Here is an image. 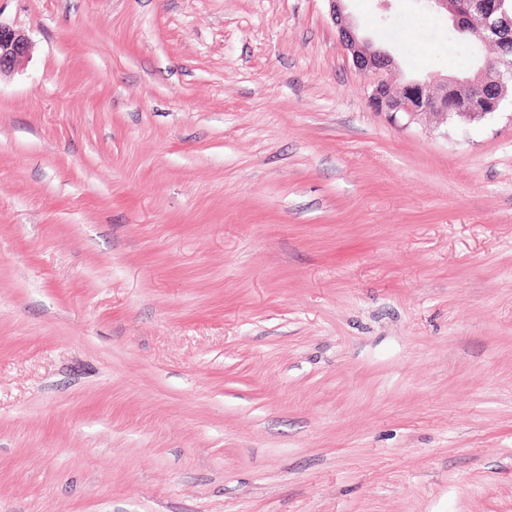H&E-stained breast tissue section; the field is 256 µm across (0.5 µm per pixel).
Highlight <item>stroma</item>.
I'll use <instances>...</instances> for the list:
<instances>
[{"instance_id":"stroma-1","label":"stroma","mask_w":512,"mask_h":512,"mask_svg":"<svg viewBox=\"0 0 512 512\" xmlns=\"http://www.w3.org/2000/svg\"><path fill=\"white\" fill-rule=\"evenodd\" d=\"M390 79L448 18L346 0ZM0 512H512V101L368 102L328 0H0ZM30 52L31 43L24 33L0 24V74L14 70Z\"/></svg>"}]
</instances>
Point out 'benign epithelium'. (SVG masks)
<instances>
[{
  "label": "benign epithelium",
  "instance_id": "obj_1",
  "mask_svg": "<svg viewBox=\"0 0 512 512\" xmlns=\"http://www.w3.org/2000/svg\"><path fill=\"white\" fill-rule=\"evenodd\" d=\"M329 2L353 65L373 77L369 101L376 110L403 114L412 122L424 116L479 120L500 109L508 93L504 72L512 73V14L504 10L502 0H430L449 13L453 24L472 23L477 29L478 44L496 48L500 55L498 66L485 64L474 76L463 79H413L398 91L387 78L394 67L392 55L370 39L358 36L344 13V0ZM30 52L31 43L24 33L0 23V73L14 70Z\"/></svg>",
  "mask_w": 512,
  "mask_h": 512
}]
</instances>
